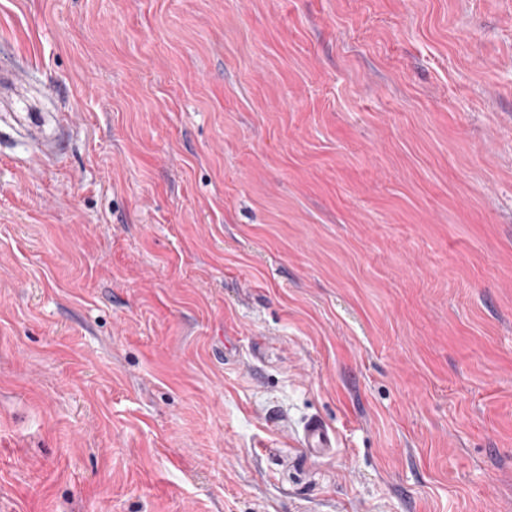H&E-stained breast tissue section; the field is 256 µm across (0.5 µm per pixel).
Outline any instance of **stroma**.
I'll return each mask as SVG.
<instances>
[{"label":"stroma","instance_id":"35a3bbf8","mask_svg":"<svg viewBox=\"0 0 512 512\" xmlns=\"http://www.w3.org/2000/svg\"><path fill=\"white\" fill-rule=\"evenodd\" d=\"M0 512H512V0H0ZM304 446L314 456H322L336 447V433L323 420L312 418L302 428Z\"/></svg>","mask_w":512,"mask_h":512}]
</instances>
